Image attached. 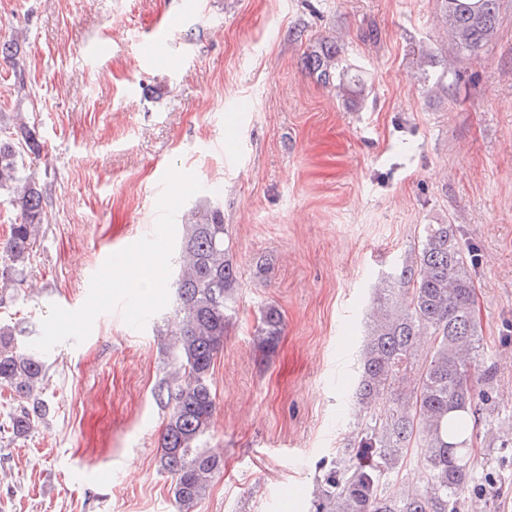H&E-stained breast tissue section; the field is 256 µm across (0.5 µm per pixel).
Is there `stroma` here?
Wrapping results in <instances>:
<instances>
[{
    "instance_id": "stroma-1",
    "label": "stroma",
    "mask_w": 512,
    "mask_h": 512,
    "mask_svg": "<svg viewBox=\"0 0 512 512\" xmlns=\"http://www.w3.org/2000/svg\"><path fill=\"white\" fill-rule=\"evenodd\" d=\"M0 119L45 149L49 200L0 305L47 367L50 412L0 434V512H179L159 468L172 283L187 215L224 211L241 272L202 444L224 469L193 512H315L356 425L372 289L428 224L472 250L483 382L458 512H512V0L456 57L438 0H0ZM360 90L322 84L319 47ZM157 263L155 294L114 286ZM284 332L254 344L262 306Z\"/></svg>"
}]
</instances>
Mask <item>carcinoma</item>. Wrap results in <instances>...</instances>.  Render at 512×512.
<instances>
[{
	"label": "carcinoma",
	"mask_w": 512,
	"mask_h": 512,
	"mask_svg": "<svg viewBox=\"0 0 512 512\" xmlns=\"http://www.w3.org/2000/svg\"><path fill=\"white\" fill-rule=\"evenodd\" d=\"M440 2L457 56H476L495 38L500 0ZM308 63L325 82L336 65L329 51L311 55ZM41 149L27 123L0 124V192L16 211L0 242V305L6 302L7 284L27 268L40 231L46 195L26 173L23 156H38ZM469 268L455 225L429 224L415 257L378 281L356 367L357 425L317 483L315 512H457L475 480V412L487 397L469 379L481 352ZM175 285L174 371L159 380L154 398L167 409L159 466L173 478L180 512H190L221 468L220 458L199 441L216 411L212 374L239 287L220 208L206 205L187 216ZM282 329L280 310L272 304L262 309L255 328L259 348L275 352ZM15 336L14 327L0 326V387L15 402L6 428L17 437L47 416L49 402L44 362L19 347ZM427 337L432 350L424 368L416 370L418 341ZM414 443L424 451L427 483L397 498L388 486Z\"/></svg>",
	"instance_id": "cac0c4a2"
}]
</instances>
